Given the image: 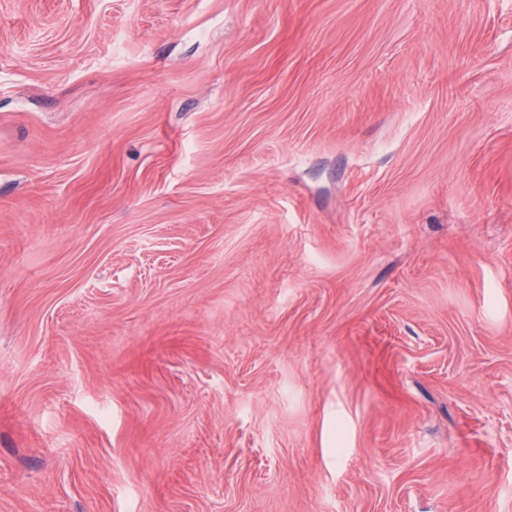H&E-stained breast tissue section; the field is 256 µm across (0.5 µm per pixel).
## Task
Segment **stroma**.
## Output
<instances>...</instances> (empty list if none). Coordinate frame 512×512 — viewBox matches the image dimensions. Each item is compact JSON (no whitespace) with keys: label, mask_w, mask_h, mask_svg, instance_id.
<instances>
[{"label":"stroma","mask_w":512,"mask_h":512,"mask_svg":"<svg viewBox=\"0 0 512 512\" xmlns=\"http://www.w3.org/2000/svg\"><path fill=\"white\" fill-rule=\"evenodd\" d=\"M0 512H512V0H0Z\"/></svg>","instance_id":"1"}]
</instances>
